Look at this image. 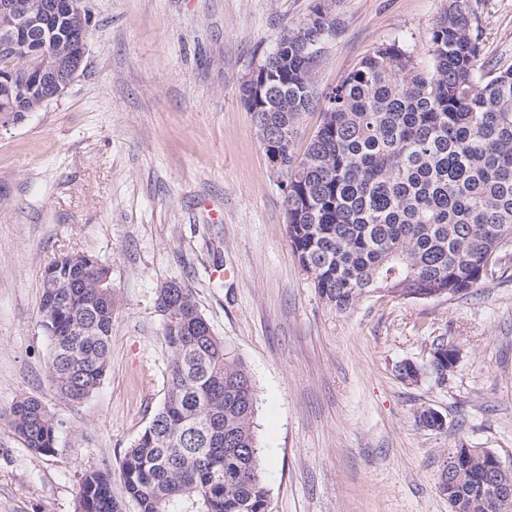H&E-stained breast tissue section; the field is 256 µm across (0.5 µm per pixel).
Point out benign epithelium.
Returning a JSON list of instances; mask_svg holds the SVG:
<instances>
[{
	"mask_svg": "<svg viewBox=\"0 0 512 512\" xmlns=\"http://www.w3.org/2000/svg\"><path fill=\"white\" fill-rule=\"evenodd\" d=\"M83 0H34L25 10L19 9L15 0H0V44L5 52L0 54L4 66L0 77L12 73L15 55L27 51V45L19 44L14 36L24 32L30 41L43 36L44 22L48 18L63 19L65 35L80 43V52L71 56L52 58L44 52L31 59L30 65L36 77L27 85L13 87L14 95L22 100L29 94L40 91L41 103L49 104L62 97L80 71L87 52V31L90 17L82 6ZM471 460L484 466V491L470 503L457 499L456 486L464 478L460 463ZM448 478V503L451 512L461 508L491 507L494 512H512V464L488 448H473L462 444L448 453L444 468Z\"/></svg>",
	"mask_w": 512,
	"mask_h": 512,
	"instance_id": "1",
	"label": "benign epithelium"
}]
</instances>
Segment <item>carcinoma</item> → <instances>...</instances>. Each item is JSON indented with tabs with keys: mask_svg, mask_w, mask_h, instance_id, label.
<instances>
[{
	"mask_svg": "<svg viewBox=\"0 0 512 512\" xmlns=\"http://www.w3.org/2000/svg\"><path fill=\"white\" fill-rule=\"evenodd\" d=\"M328 0L278 40L239 86L262 136L274 140L294 254L328 304L362 297L431 299L467 294L497 275L512 245V68L480 65L465 0H450L432 27L429 63L394 42L374 48L331 91H318L320 45L335 33ZM321 121L302 156L303 116ZM41 325L50 381L80 405L100 387L112 342L110 269L67 254L45 269ZM171 352L164 402L128 448L120 477L139 512H265L256 435V389L242 360L215 336L190 288L158 294ZM455 348L432 349L433 371ZM11 426L48 455L59 423L34 397L16 401ZM483 468L468 464L457 495L479 497ZM78 512H121L112 476L86 472Z\"/></svg>",
	"mask_w": 512,
	"mask_h": 512,
	"instance_id": "cac0c4a2",
	"label": "carcinoma"
}]
</instances>
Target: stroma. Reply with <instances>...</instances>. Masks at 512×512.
I'll return each mask as SVG.
<instances>
[{"label": "stroma", "mask_w": 512, "mask_h": 512, "mask_svg": "<svg viewBox=\"0 0 512 512\" xmlns=\"http://www.w3.org/2000/svg\"><path fill=\"white\" fill-rule=\"evenodd\" d=\"M317 0H84L88 50L66 93L0 127V512H76L79 483L116 473L167 392L158 290L190 288L214 334L251 373L269 489L265 512H449L440 476L460 444L512 462V259L452 299L368 296L339 312L288 238L283 192L240 83ZM486 66H512V0H467ZM319 90L375 47L428 62L448 0H331ZM108 265L115 298L108 374L83 405L48 377L47 265ZM224 265L228 278H211ZM456 368L429 370L439 341ZM423 367L403 381L402 362ZM60 422L54 453L28 448L13 403ZM442 414L430 430L422 410Z\"/></svg>", "instance_id": "obj_1"}]
</instances>
